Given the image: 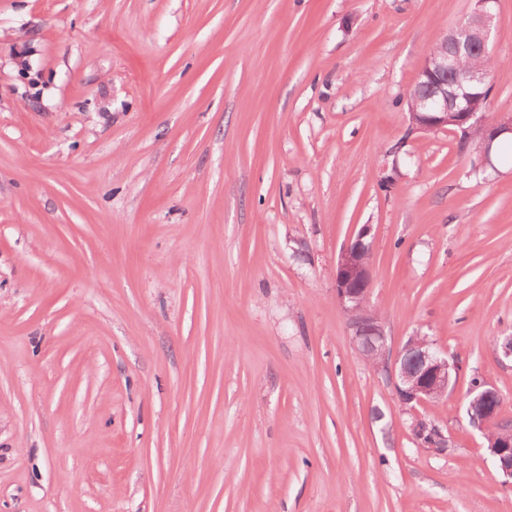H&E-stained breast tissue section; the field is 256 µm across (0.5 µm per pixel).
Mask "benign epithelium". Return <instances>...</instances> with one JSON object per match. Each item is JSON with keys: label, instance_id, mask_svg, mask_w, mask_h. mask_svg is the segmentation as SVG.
Returning a JSON list of instances; mask_svg holds the SVG:
<instances>
[{"label": "benign epithelium", "instance_id": "obj_1", "mask_svg": "<svg viewBox=\"0 0 512 512\" xmlns=\"http://www.w3.org/2000/svg\"><path fill=\"white\" fill-rule=\"evenodd\" d=\"M494 0H475L473 13L467 22L446 32L438 44V53L427 56L419 70L417 80L428 84L431 95L422 97L411 88L407 93L410 110L419 112L424 124L422 131L448 128V113L456 115L455 130L469 131L479 126L484 131L482 167H494L492 155L496 141L512 139V117L490 119L470 109L472 92L490 96L487 75L481 69L462 72V55L485 54L495 31ZM370 226L364 225L339 255L335 274L336 298L350 316L354 327V343L363 355L374 358L372 366L381 371L393 384L403 404L415 410L447 395L452 377L459 366L448 353L434 348L427 338L411 337L397 355H391L378 316L368 308V295L372 285V264L361 255L368 252L367 237ZM499 401L497 390L479 383L468 393L466 413L478 428H488L494 422ZM504 483H512V433L503 436L489 447Z\"/></svg>", "mask_w": 512, "mask_h": 512}]
</instances>
